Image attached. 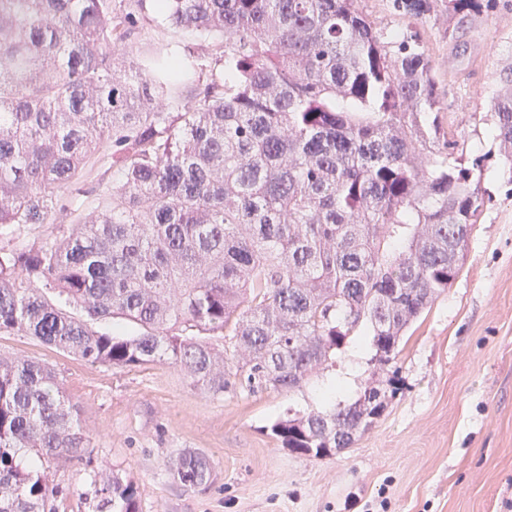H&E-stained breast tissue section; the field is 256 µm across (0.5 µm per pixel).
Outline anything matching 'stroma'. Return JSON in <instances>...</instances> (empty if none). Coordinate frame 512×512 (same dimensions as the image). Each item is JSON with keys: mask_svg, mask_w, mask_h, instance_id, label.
<instances>
[{"mask_svg": "<svg viewBox=\"0 0 512 512\" xmlns=\"http://www.w3.org/2000/svg\"><path fill=\"white\" fill-rule=\"evenodd\" d=\"M361 7L418 35L437 75L441 128L480 161L487 190L458 277L402 341L400 391L351 448L317 459L283 449L270 427L325 410L321 394L335 381L356 398L369 379L363 348L349 346L290 394L214 395L171 364L93 365L1 332L0 354L55 373L90 440L52 470L62 512H91L81 494L94 471L131 480L140 512H512V175L486 117L498 65L512 56V0L475 16L455 42L444 18L408 20L389 0ZM197 450L213 479L186 492L170 463Z\"/></svg>", "mask_w": 512, "mask_h": 512, "instance_id": "1", "label": "stroma"}]
</instances>
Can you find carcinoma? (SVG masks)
<instances>
[{"label": "carcinoma", "mask_w": 512, "mask_h": 512, "mask_svg": "<svg viewBox=\"0 0 512 512\" xmlns=\"http://www.w3.org/2000/svg\"><path fill=\"white\" fill-rule=\"evenodd\" d=\"M483 7L392 0L404 18L447 15L453 36ZM154 12L208 42L211 64L162 40L135 54ZM497 82L487 113L512 168V63ZM436 111L422 43L359 0H0V227L51 228L0 238V332L92 365L172 364L214 394L294 392L363 336L372 371H391L485 203L458 141L431 150ZM97 163L116 180L57 223L60 192ZM115 319L135 331L89 324ZM379 390L394 397L397 374L353 400L338 385L330 409L271 431L309 457L348 448L382 417ZM88 445L57 377L1 357L0 512H59L48 472ZM212 475L197 451L172 473L187 492ZM84 496L138 512L118 476Z\"/></svg>", "instance_id": "carcinoma-1"}]
</instances>
